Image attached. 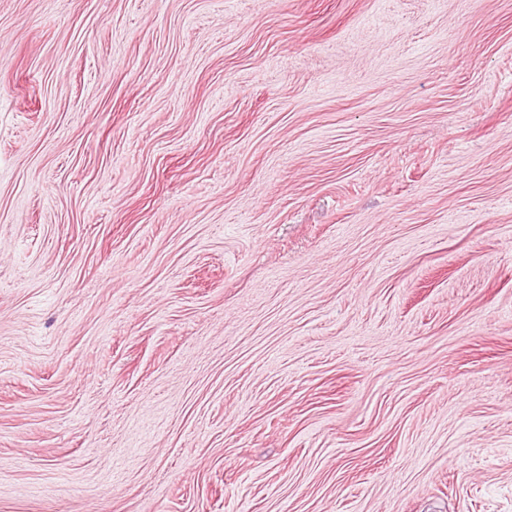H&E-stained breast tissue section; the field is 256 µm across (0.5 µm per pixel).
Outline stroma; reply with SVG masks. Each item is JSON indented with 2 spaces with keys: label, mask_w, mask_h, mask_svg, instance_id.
I'll return each mask as SVG.
<instances>
[{
  "label": "stroma",
  "mask_w": 512,
  "mask_h": 512,
  "mask_svg": "<svg viewBox=\"0 0 512 512\" xmlns=\"http://www.w3.org/2000/svg\"><path fill=\"white\" fill-rule=\"evenodd\" d=\"M0 512H512V0H0Z\"/></svg>",
  "instance_id": "35a3bbf8"
}]
</instances>
